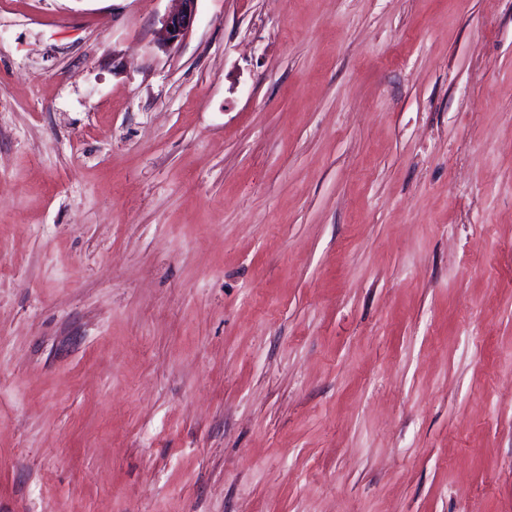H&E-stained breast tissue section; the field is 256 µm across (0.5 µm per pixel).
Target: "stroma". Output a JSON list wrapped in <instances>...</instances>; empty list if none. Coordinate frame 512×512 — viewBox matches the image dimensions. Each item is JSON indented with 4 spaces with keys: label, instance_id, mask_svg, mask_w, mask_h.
I'll list each match as a JSON object with an SVG mask.
<instances>
[{
    "label": "stroma",
    "instance_id": "35a3bbf8",
    "mask_svg": "<svg viewBox=\"0 0 512 512\" xmlns=\"http://www.w3.org/2000/svg\"><path fill=\"white\" fill-rule=\"evenodd\" d=\"M0 0V512H512V0ZM179 2L176 10L163 19V45L179 42L191 28L198 0H174Z\"/></svg>",
    "mask_w": 512,
    "mask_h": 512
}]
</instances>
